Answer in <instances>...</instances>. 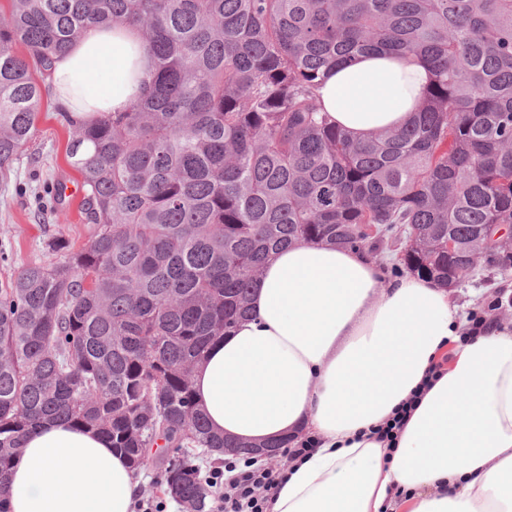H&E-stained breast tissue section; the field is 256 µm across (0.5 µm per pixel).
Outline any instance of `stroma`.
I'll use <instances>...</instances> for the list:
<instances>
[{"mask_svg": "<svg viewBox=\"0 0 512 512\" xmlns=\"http://www.w3.org/2000/svg\"><path fill=\"white\" fill-rule=\"evenodd\" d=\"M38 133L27 146L7 179H0V253L7 268L42 260V243L61 234L74 247L88 240L79 200L41 209L38 196L45 184L61 179L80 182L79 173L68 163L66 148L72 138L57 118L53 96L41 103ZM465 313L491 311L498 324L512 326V273L508 275L482 266L454 290Z\"/></svg>", "mask_w": 512, "mask_h": 512, "instance_id": "stroma-1", "label": "stroma"}]
</instances>
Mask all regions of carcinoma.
I'll return each mask as SVG.
<instances>
[{
	"mask_svg": "<svg viewBox=\"0 0 512 512\" xmlns=\"http://www.w3.org/2000/svg\"><path fill=\"white\" fill-rule=\"evenodd\" d=\"M0 13V177L35 138L55 60L93 25L136 28L154 70L122 112L80 118L88 242L0 278V512L46 421L152 463L184 512H208L212 434L192 372L298 240L397 253L442 285L512 270V0H11ZM22 44L26 56L12 52ZM386 51L431 68L402 129L357 142L319 104L330 69ZM456 243L448 253V240Z\"/></svg>",
	"mask_w": 512,
	"mask_h": 512,
	"instance_id": "obj_1",
	"label": "carcinoma"
}]
</instances>
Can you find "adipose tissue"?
<instances>
[{"mask_svg": "<svg viewBox=\"0 0 512 512\" xmlns=\"http://www.w3.org/2000/svg\"><path fill=\"white\" fill-rule=\"evenodd\" d=\"M153 59L125 26L85 30L54 65L55 100L79 116L120 112ZM416 56L377 53L329 72L319 100L351 139L409 123L430 81ZM452 289L390 276L368 250L301 241L278 251L250 312L193 373L198 408L228 440L296 446L271 512H512V329L466 345ZM443 368L394 449L371 437L435 363ZM139 481L103 435L48 421L10 475L9 512H133Z\"/></svg>", "mask_w": 512, "mask_h": 512, "instance_id": "adipose-tissue-1", "label": "adipose tissue"}]
</instances>
